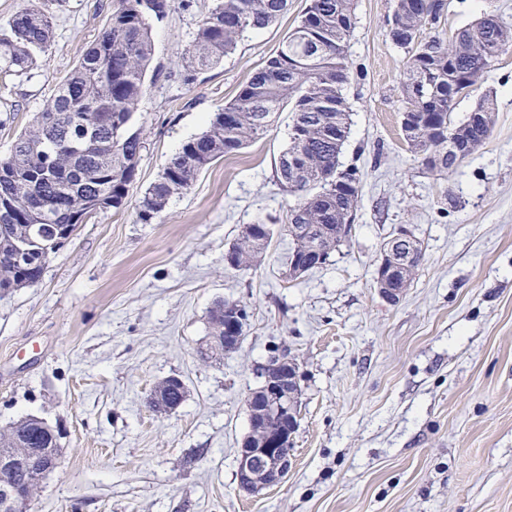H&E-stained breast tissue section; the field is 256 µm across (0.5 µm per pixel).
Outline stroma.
Masks as SVG:
<instances>
[{"label":"stroma","mask_w":512,"mask_h":512,"mask_svg":"<svg viewBox=\"0 0 512 512\" xmlns=\"http://www.w3.org/2000/svg\"><path fill=\"white\" fill-rule=\"evenodd\" d=\"M210 5L191 0L152 24L134 125L144 149L126 207L79 225L39 283L0 295V428L36 415L61 448L30 512H512V48L479 85L497 98L491 136L435 177L401 129L408 54L387 35L393 0H355L340 157L361 178L354 230L326 265L292 281V198L275 179L288 113L153 223L136 218L166 159L236 96L310 0H289L188 86L182 58ZM114 6L53 0V44L34 76L0 81V159ZM486 13L512 26V0H447L436 31L451 36ZM255 222L274 228L266 254L225 269V249ZM402 228L424 261L392 305L373 277ZM221 297L246 305L245 338L223 361H204L207 311ZM282 354L302 372L292 468L249 494L236 479L246 399ZM170 376L187 397L173 414L154 413L146 398Z\"/></svg>","instance_id":"1"}]
</instances>
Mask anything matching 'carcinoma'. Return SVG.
I'll return each instance as SVG.
<instances>
[{
    "instance_id": "carcinoma-1",
    "label": "carcinoma",
    "mask_w": 512,
    "mask_h": 512,
    "mask_svg": "<svg viewBox=\"0 0 512 512\" xmlns=\"http://www.w3.org/2000/svg\"><path fill=\"white\" fill-rule=\"evenodd\" d=\"M174 5L175 0H117L107 27L0 160V291L42 279L55 255L52 226L90 216L99 199L112 201L116 210L126 205L143 149L132 127L154 53L150 21L164 18ZM445 7V0H395L389 28L390 39L409 54L401 79L409 112L402 124L405 140L421 165L440 176L468 157L470 146L489 138L497 112L493 94L480 96L458 124L452 111L512 46V27L492 14L459 29L450 41L426 35ZM287 9L288 0H212L183 57V83L194 84L198 74L236 50L243 33L269 26ZM355 24L354 0H311L266 64L209 115L201 133L166 159L139 199L138 221L152 223L202 170L262 138L272 115L286 110L288 146L275 168L277 182L293 197L284 231L295 248L309 251L317 244L331 257L349 240L348 218L359 203L357 168L340 162L351 127L344 90L351 79L346 48ZM52 42L48 4L18 11L0 26V72L32 76ZM270 242L261 224H245L225 255L233 269H248ZM246 316L237 301H214L201 358L219 360L235 351ZM185 397V385L163 381L147 404L167 414ZM57 452L51 427L30 415L0 429V458L26 455L25 469L3 473L8 483L33 478Z\"/></svg>"
}]
</instances>
